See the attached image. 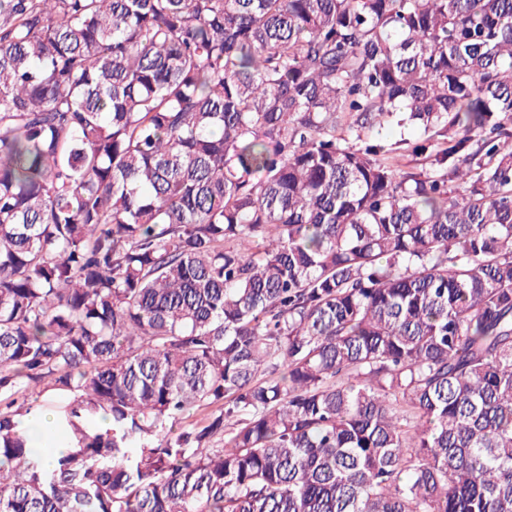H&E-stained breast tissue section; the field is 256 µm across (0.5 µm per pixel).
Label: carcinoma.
Returning <instances> with one entry per match:
<instances>
[{"label": "carcinoma", "instance_id": "obj_1", "mask_svg": "<svg viewBox=\"0 0 512 512\" xmlns=\"http://www.w3.org/2000/svg\"><path fill=\"white\" fill-rule=\"evenodd\" d=\"M0 512H512V0H0ZM51 421L52 416L47 412H34L26 416V419L19 424V429L32 439L40 436V441ZM39 441L35 444H38Z\"/></svg>", "mask_w": 512, "mask_h": 512}]
</instances>
